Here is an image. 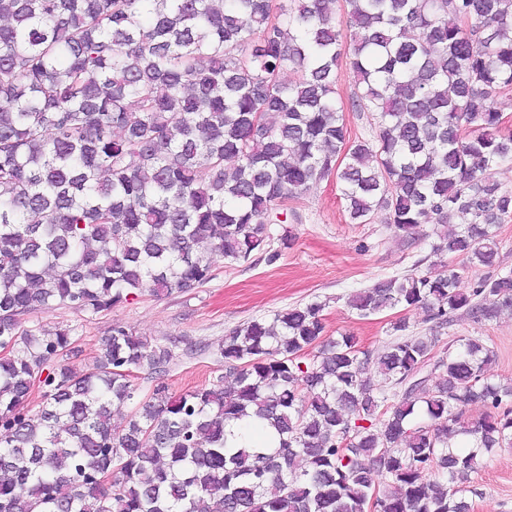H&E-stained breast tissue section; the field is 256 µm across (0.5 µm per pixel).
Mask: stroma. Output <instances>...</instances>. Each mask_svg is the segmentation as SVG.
I'll list each match as a JSON object with an SVG mask.
<instances>
[{
    "label": "stroma",
    "mask_w": 512,
    "mask_h": 512,
    "mask_svg": "<svg viewBox=\"0 0 512 512\" xmlns=\"http://www.w3.org/2000/svg\"><path fill=\"white\" fill-rule=\"evenodd\" d=\"M285 209L287 223L267 227L274 238L286 230L292 235L289 248L275 259L261 252L251 263L232 266L218 257L212 279L190 291L161 298L144 292L97 315L59 306L33 314L30 321L48 329H72L76 353L70 362L76 366L92 362L101 339L116 325L151 342L173 344V357L162 376L139 371L137 383L144 395L160 381L175 394L216 382L224 374L219 349L229 328L311 301L327 304V336L347 333L365 349H381L395 312L361 320L347 306L346 297L376 280L408 273L430 252L431 225L419 227L417 245L410 248L389 230L384 212L374 214L370 223H351L332 178L310 185L289 199ZM458 336L482 337L497 353L489 375L512 379V317L479 324L468 316L458 317L441 341L446 344ZM470 489L474 512H512V447L496 449L486 466L473 474Z\"/></svg>",
    "instance_id": "stroma-1"
}]
</instances>
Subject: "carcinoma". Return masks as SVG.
<instances>
[{"instance_id":"carcinoma-1","label":"carcinoma","mask_w":512,"mask_h":512,"mask_svg":"<svg viewBox=\"0 0 512 512\" xmlns=\"http://www.w3.org/2000/svg\"><path fill=\"white\" fill-rule=\"evenodd\" d=\"M332 3L0 0V512H473L471 475L512 447V382L479 336L432 351L460 315L512 314L494 234L512 191L490 178L512 161L492 103L512 86V0H343L339 20ZM346 50L374 116L351 144ZM330 177L355 224L382 210L407 243L433 225L425 270L347 298L361 319L421 308L432 335L398 319L370 352L326 337L312 301L229 329L232 386L141 399L134 371L169 348L115 325L77 368L71 330L27 325L203 285ZM243 419L278 446L227 447ZM354 88L353 74L350 68L349 59L345 54L340 59L336 70V96L344 106L342 112L344 123L347 128V137L350 141L367 140L371 138V118L367 112H352L348 109L349 98Z\"/></svg>"}]
</instances>
